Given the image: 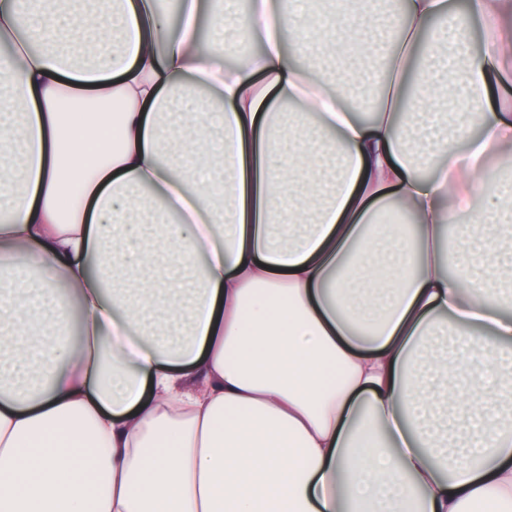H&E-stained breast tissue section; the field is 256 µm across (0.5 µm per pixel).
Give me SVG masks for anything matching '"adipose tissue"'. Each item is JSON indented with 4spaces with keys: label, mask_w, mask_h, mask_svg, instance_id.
I'll use <instances>...</instances> for the list:
<instances>
[{
    "label": "adipose tissue",
    "mask_w": 512,
    "mask_h": 512,
    "mask_svg": "<svg viewBox=\"0 0 512 512\" xmlns=\"http://www.w3.org/2000/svg\"><path fill=\"white\" fill-rule=\"evenodd\" d=\"M201 10L0 0V512H512V0Z\"/></svg>",
    "instance_id": "1"
}]
</instances>
